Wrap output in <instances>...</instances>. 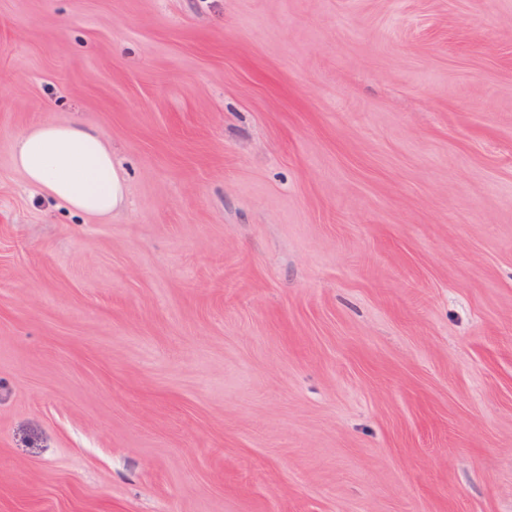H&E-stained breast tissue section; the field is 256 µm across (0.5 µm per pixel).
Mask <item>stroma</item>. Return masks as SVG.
Masks as SVG:
<instances>
[{
  "mask_svg": "<svg viewBox=\"0 0 512 512\" xmlns=\"http://www.w3.org/2000/svg\"><path fill=\"white\" fill-rule=\"evenodd\" d=\"M0 512H512V0H0ZM13 162L31 186L84 214L107 215L124 202L111 151L83 124L46 121L20 134Z\"/></svg>",
  "mask_w": 512,
  "mask_h": 512,
  "instance_id": "obj_1",
  "label": "stroma"
}]
</instances>
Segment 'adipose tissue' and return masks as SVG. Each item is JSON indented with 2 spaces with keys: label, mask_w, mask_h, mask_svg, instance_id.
Instances as JSON below:
<instances>
[{
  "label": "adipose tissue",
  "mask_w": 512,
  "mask_h": 512,
  "mask_svg": "<svg viewBox=\"0 0 512 512\" xmlns=\"http://www.w3.org/2000/svg\"><path fill=\"white\" fill-rule=\"evenodd\" d=\"M13 162L31 186L84 214L107 215L124 202L111 151L83 124L46 121L20 134Z\"/></svg>",
  "instance_id": "obj_1"
}]
</instances>
